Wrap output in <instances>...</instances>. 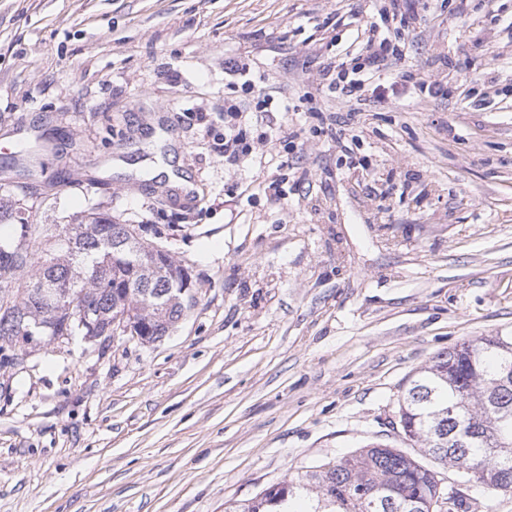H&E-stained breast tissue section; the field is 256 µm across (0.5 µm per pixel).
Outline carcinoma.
<instances>
[{
  "label": "carcinoma",
  "mask_w": 512,
  "mask_h": 512,
  "mask_svg": "<svg viewBox=\"0 0 512 512\" xmlns=\"http://www.w3.org/2000/svg\"><path fill=\"white\" fill-rule=\"evenodd\" d=\"M13 197L0 201V367L19 362L15 350L28 329L53 336L109 339L116 314L142 344H153L195 305L189 268L144 239L135 224L89 209L64 224H30ZM68 292L45 317L38 286ZM399 436L420 444L417 454L372 439L335 463L272 483L242 512H431L438 507L436 468L482 466L478 480L512 489V335L480 336L440 352L407 380L399 400ZM473 430L464 447L454 430Z\"/></svg>",
  "instance_id": "obj_1"
}]
</instances>
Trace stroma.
Returning <instances> with one entry per match:
<instances>
[{
  "label": "stroma",
  "mask_w": 512,
  "mask_h": 512,
  "mask_svg": "<svg viewBox=\"0 0 512 512\" xmlns=\"http://www.w3.org/2000/svg\"><path fill=\"white\" fill-rule=\"evenodd\" d=\"M375 5L0 0V197L30 150L31 223L140 225L197 299L154 344L78 337L0 368V512H239L375 436L401 446L410 373L512 332V0L439 21L417 0L429 21L397 67H449L447 97L352 115L315 74ZM231 62L298 101L252 115L293 158L281 202L272 167L219 151ZM439 477L462 501L441 512H512V489Z\"/></svg>",
  "instance_id": "35a3bbf8"
}]
</instances>
